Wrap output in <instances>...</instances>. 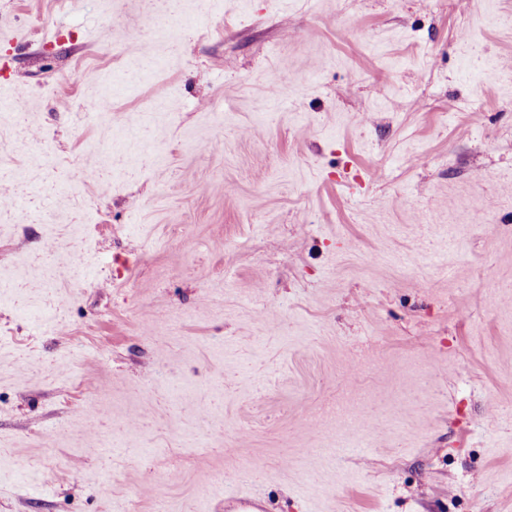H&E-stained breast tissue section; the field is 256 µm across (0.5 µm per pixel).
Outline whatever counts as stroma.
<instances>
[{
  "label": "stroma",
  "instance_id": "obj_1",
  "mask_svg": "<svg viewBox=\"0 0 512 512\" xmlns=\"http://www.w3.org/2000/svg\"><path fill=\"white\" fill-rule=\"evenodd\" d=\"M178 11L0 0V512H512V0Z\"/></svg>",
  "mask_w": 512,
  "mask_h": 512
}]
</instances>
